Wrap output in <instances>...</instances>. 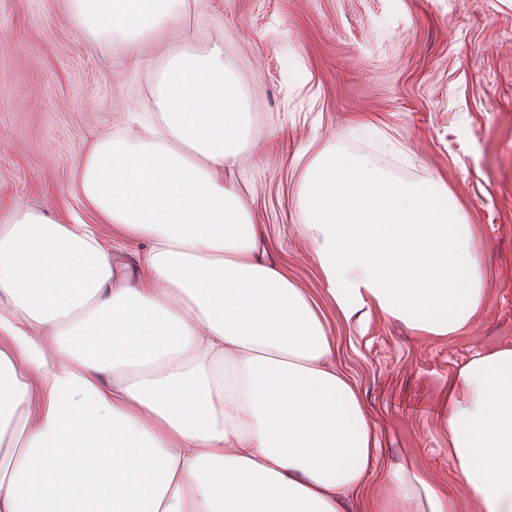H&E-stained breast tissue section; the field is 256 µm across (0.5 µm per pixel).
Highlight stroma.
<instances>
[{
    "label": "stroma",
    "instance_id": "obj_1",
    "mask_svg": "<svg viewBox=\"0 0 512 512\" xmlns=\"http://www.w3.org/2000/svg\"><path fill=\"white\" fill-rule=\"evenodd\" d=\"M212 43L239 64L251 135L266 150L235 170L272 259L321 305L378 449L370 490L415 464L476 512L448 452V382L473 353L512 346V0H187L149 53ZM153 68L79 34L63 0H0V221L29 206L90 221L72 186L98 135L151 110ZM374 124L441 177L475 226L487 299L458 336H425L378 314L341 319L300 230L294 155Z\"/></svg>",
    "mask_w": 512,
    "mask_h": 512
}]
</instances>
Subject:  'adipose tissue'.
Listing matches in <instances>:
<instances>
[{
  "mask_svg": "<svg viewBox=\"0 0 512 512\" xmlns=\"http://www.w3.org/2000/svg\"><path fill=\"white\" fill-rule=\"evenodd\" d=\"M185 2L65 8L138 57ZM152 108L95 139L77 176L99 223L146 241L134 263L38 210L0 225V512H454L412 467L366 488L378 441L339 344L224 178L252 140L223 43L169 45ZM407 166L355 126L307 163L302 229L338 314L451 337L486 300L474 228ZM448 446L481 512H512V347L454 374Z\"/></svg>",
  "mask_w": 512,
  "mask_h": 512,
  "instance_id": "ef3b65f1",
  "label": "adipose tissue"
}]
</instances>
